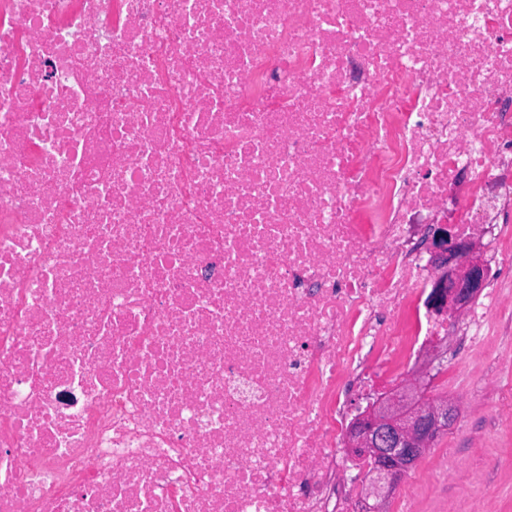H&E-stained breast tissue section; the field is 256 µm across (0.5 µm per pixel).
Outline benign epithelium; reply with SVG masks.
I'll use <instances>...</instances> for the list:
<instances>
[{
	"label": "benign epithelium",
	"mask_w": 512,
	"mask_h": 512,
	"mask_svg": "<svg viewBox=\"0 0 512 512\" xmlns=\"http://www.w3.org/2000/svg\"><path fill=\"white\" fill-rule=\"evenodd\" d=\"M433 248L436 260L453 261L455 267L435 280L427 307L437 314H453L481 292L486 268L474 254L473 242L458 240L448 225L436 229ZM458 415L456 402L424 398L417 376L384 392L353 418L345 445L352 458L371 461L367 496L375 502L367 512H386L383 489L401 482Z\"/></svg>",
	"instance_id": "obj_1"
}]
</instances>
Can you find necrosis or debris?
Masks as SVG:
<instances>
[{
	"label": "necrosis or debris",
	"instance_id": "1",
	"mask_svg": "<svg viewBox=\"0 0 512 512\" xmlns=\"http://www.w3.org/2000/svg\"><path fill=\"white\" fill-rule=\"evenodd\" d=\"M509 222L512 0H0V512H364L412 228Z\"/></svg>",
	"mask_w": 512,
	"mask_h": 512
}]
</instances>
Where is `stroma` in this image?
I'll return each mask as SVG.
<instances>
[{"mask_svg":"<svg viewBox=\"0 0 512 512\" xmlns=\"http://www.w3.org/2000/svg\"><path fill=\"white\" fill-rule=\"evenodd\" d=\"M430 377L437 396L459 401V418L408 473L410 496L393 491L387 512H512V417L498 407L512 383V304L493 313L484 351L449 337Z\"/></svg>","mask_w":512,"mask_h":512,"instance_id":"35a3bbf8","label":"stroma"}]
</instances>
